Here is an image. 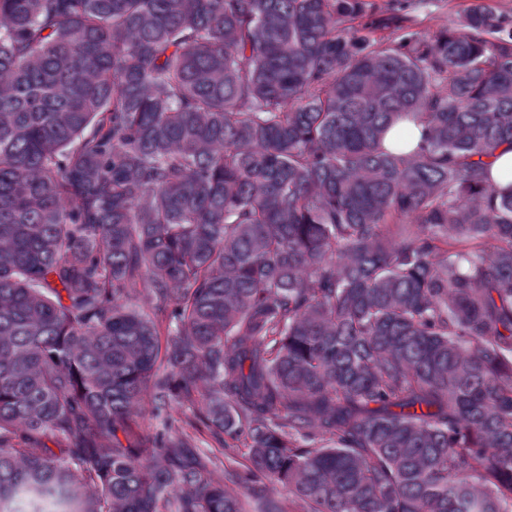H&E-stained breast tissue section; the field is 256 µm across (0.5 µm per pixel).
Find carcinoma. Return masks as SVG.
<instances>
[{"mask_svg":"<svg viewBox=\"0 0 512 512\" xmlns=\"http://www.w3.org/2000/svg\"><path fill=\"white\" fill-rule=\"evenodd\" d=\"M440 2L0 0V512H512V12ZM452 1L448 2V7L444 9L434 10L432 14L428 15L420 27L426 33H433L440 28L449 25L451 19L453 18L455 12L459 10L462 6V1L465 0H447ZM135 431L141 436H152L157 430L159 422L151 413L150 397L147 394L138 408Z\"/></svg>","mask_w":512,"mask_h":512,"instance_id":"1","label":"carcinoma"}]
</instances>
